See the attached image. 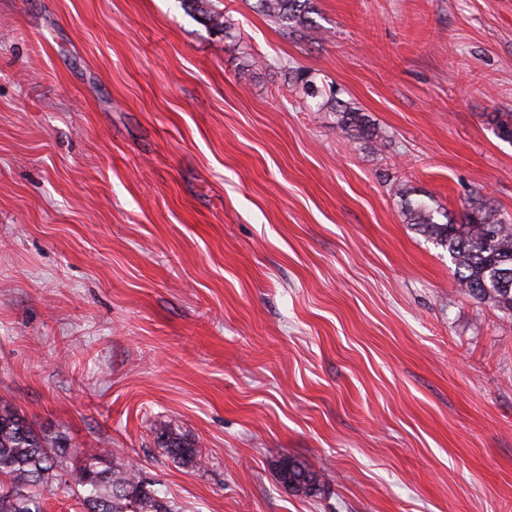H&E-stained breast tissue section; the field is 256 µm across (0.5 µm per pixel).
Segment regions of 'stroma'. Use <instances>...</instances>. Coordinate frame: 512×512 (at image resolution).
<instances>
[{"label":"stroma","instance_id":"1","mask_svg":"<svg viewBox=\"0 0 512 512\" xmlns=\"http://www.w3.org/2000/svg\"><path fill=\"white\" fill-rule=\"evenodd\" d=\"M214 2L0 0V404L179 512H512V316L402 216L512 214V0ZM213 0H182L185 10L197 14L213 32L226 35L230 25L224 19V12L213 7ZM254 8L283 30L310 42L318 39L319 27L310 17L311 0H255ZM297 79L302 82L307 96L320 99L317 100L316 111L336 112L337 128L347 137L362 140L369 146L378 143L381 137L378 127L368 114L362 112V109L338 98L334 87L329 86L328 91L324 86L322 89L319 88L314 78L308 73H297ZM157 434L160 448L174 462L191 467L202 464L198 448L177 429L167 424H160ZM279 466L281 482L293 493L308 496L317 491L322 483L319 474L295 459H285Z\"/></svg>","mask_w":512,"mask_h":512}]
</instances>
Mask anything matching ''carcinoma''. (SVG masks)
I'll return each mask as SVG.
<instances>
[{"mask_svg": "<svg viewBox=\"0 0 512 512\" xmlns=\"http://www.w3.org/2000/svg\"><path fill=\"white\" fill-rule=\"evenodd\" d=\"M185 10L198 15L212 31L227 34L230 25L212 0H182ZM254 8L284 30L312 42L319 27L310 17L311 0H255ZM317 111L336 113L337 128L368 145L380 133L362 109L337 97L336 89L319 88L307 73H297ZM494 133L512 141V113L493 116ZM406 223L448 251L459 285L481 302L512 315V278L493 279L497 270L512 271V218L477 198L457 222L423 200L406 203ZM167 457L184 466L202 464L198 448L167 424L157 428ZM279 477L288 490L306 496L317 491L321 476L288 458L280 462ZM55 483L73 489L84 512H176L172 501L141 468L113 465L96 448L71 453L63 439L36 430L16 410L0 408V512H42V495Z\"/></svg>", "mask_w": 512, "mask_h": 512, "instance_id": "cac0c4a2", "label": "carcinoma"}]
</instances>
